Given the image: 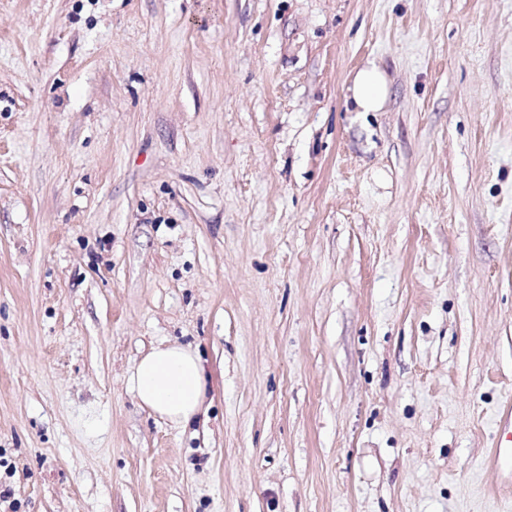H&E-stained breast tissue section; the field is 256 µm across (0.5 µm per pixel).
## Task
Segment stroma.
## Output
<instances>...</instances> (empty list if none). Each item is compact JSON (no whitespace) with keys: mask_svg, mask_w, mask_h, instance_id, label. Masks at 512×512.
I'll use <instances>...</instances> for the list:
<instances>
[{"mask_svg":"<svg viewBox=\"0 0 512 512\" xmlns=\"http://www.w3.org/2000/svg\"><path fill=\"white\" fill-rule=\"evenodd\" d=\"M510 407L512 0H0V512H512ZM350 99L357 112H379L388 96V81L385 73L375 63H369L355 75L349 89ZM133 391L142 406L177 426L196 419L206 399V376L188 346L159 345L135 365Z\"/></svg>","mask_w":512,"mask_h":512,"instance_id":"35a3bbf8","label":"stroma"}]
</instances>
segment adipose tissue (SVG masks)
<instances>
[{"mask_svg": "<svg viewBox=\"0 0 512 512\" xmlns=\"http://www.w3.org/2000/svg\"><path fill=\"white\" fill-rule=\"evenodd\" d=\"M350 92L356 111H380L388 96L387 77L376 64H367L356 73ZM132 384L142 406L177 426L195 420L206 399L203 363L183 345L153 348L137 362Z\"/></svg>", "mask_w": 512, "mask_h": 512, "instance_id": "obj_1", "label": "adipose tissue"}]
</instances>
